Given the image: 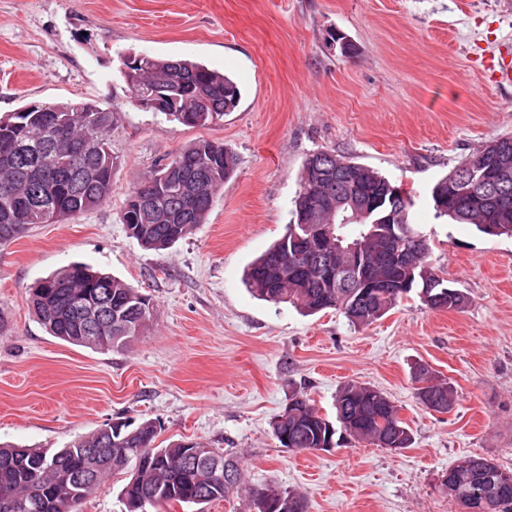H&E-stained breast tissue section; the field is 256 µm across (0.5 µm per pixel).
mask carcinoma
<instances>
[{
  "mask_svg": "<svg viewBox=\"0 0 512 512\" xmlns=\"http://www.w3.org/2000/svg\"><path fill=\"white\" fill-rule=\"evenodd\" d=\"M123 77L132 99L165 96L159 112L180 124L196 127L215 124L233 111L240 99L237 84L223 73L181 59H160L148 54L127 57ZM115 107L94 101L54 106L52 112H15L0 120V243L23 235L33 224H53L94 210L112 195V172L118 156L112 152V125L102 122ZM65 121V139L59 138L57 121ZM96 149L83 152L84 143ZM512 158V137L487 144L450 174L439 179L431 196L439 217L470 224L483 234L485 226L503 228L512 237V164L499 171L493 183L462 180L461 173L485 160L500 164L502 154ZM183 164L182 173L161 180L155 169L130 191L121 222L142 246L165 250L195 226L206 223L217 192L234 172L235 154L221 142L202 139L166 157ZM390 180L374 169L331 151H317L305 159L300 191L308 192L318 207V222L331 229L324 251L310 260L303 256L301 275L285 276L272 257L288 251L296 235L306 232L293 213L286 233L250 266L245 282L256 297L274 304H289L313 314L340 311L355 328L382 318L411 295L421 296L424 281L437 283L442 295L439 310H461L468 297L439 274L431 248L421 237V248L388 242L387 216L393 205L385 193ZM366 203L365 214L355 223H342L336 207L350 199L351 191ZM413 206L411 197L400 201L401 211ZM354 243L370 269L368 302L354 307L336 287V273L324 275L321 266L340 268L336 241ZM32 289L35 314L48 333L68 343L92 348L126 346L149 331L154 313L152 298L111 273L85 263H73L40 279ZM417 395L426 403L431 394L448 405L455 403L453 388L425 367L415 374ZM336 422L322 417L310 400L296 395L273 421L275 437L288 433L299 451L321 448L329 429L345 430L358 441L381 448L405 449L413 434L399 417L398 408L383 391L351 382L336 394ZM157 427L144 421L98 429L59 448H24L0 444V512H78V506L106 478L127 475L122 496L127 512H168L173 505H200L221 501L239 486L238 465L224 451L196 440H181L166 447L155 445ZM457 503L484 507L477 493H487L491 512H512V471L480 455L465 458L451 468ZM270 500L281 496L304 500L295 491L252 488Z\"/></svg>",
  "mask_w": 512,
  "mask_h": 512,
  "instance_id": "1",
  "label": "carcinoma"
}]
</instances>
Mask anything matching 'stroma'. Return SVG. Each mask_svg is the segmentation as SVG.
<instances>
[{
    "label": "stroma",
    "mask_w": 512,
    "mask_h": 512,
    "mask_svg": "<svg viewBox=\"0 0 512 512\" xmlns=\"http://www.w3.org/2000/svg\"><path fill=\"white\" fill-rule=\"evenodd\" d=\"M347 37L343 52L336 35ZM512 52V0H0V117L35 102H113L112 196L0 243V443L61 448L108 424L153 421L158 439L224 449L242 472L227 498L174 512H251L250 487L305 495L306 512H460L440 480L478 454L512 470V237L436 217L430 192L462 161L512 137V91L482 60ZM203 63L241 100L222 123L187 127L133 105L125 55ZM224 143L238 167L206 223L143 248L120 222L126 195L189 144ZM332 150L404 188L432 260L469 297L459 311L403 300L354 328L251 296L243 274L285 232L305 158ZM73 262L155 303L122 349L59 340L31 311L34 282ZM455 391L426 409L414 372ZM376 386L413 430L390 451L351 441L289 450L272 432L294 394L335 419L345 384Z\"/></svg>",
    "instance_id": "35a3bbf8"
}]
</instances>
